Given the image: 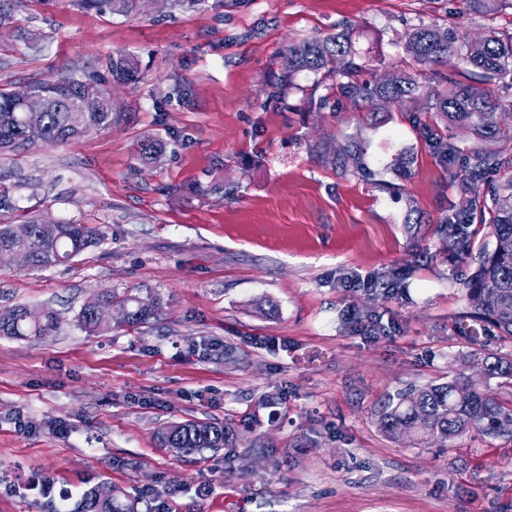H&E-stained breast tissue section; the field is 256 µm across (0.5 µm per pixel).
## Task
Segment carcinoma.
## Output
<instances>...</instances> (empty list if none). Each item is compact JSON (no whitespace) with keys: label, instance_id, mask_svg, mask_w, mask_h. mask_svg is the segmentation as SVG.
<instances>
[{"label":"carcinoma","instance_id":"carcinoma-1","mask_svg":"<svg viewBox=\"0 0 512 512\" xmlns=\"http://www.w3.org/2000/svg\"><path fill=\"white\" fill-rule=\"evenodd\" d=\"M86 9L108 7L118 15H136L140 0H76ZM403 53L421 66L452 64L467 80L444 77L431 86L405 72H393L378 83L360 82L357 71L369 59L354 51L347 35L308 38L292 43L282 54V76L271 97L283 100L285 91L294 85L301 72H311L327 79L341 76L345 82L330 89L351 103L367 102L372 109L396 107L401 112H431L432 124H424V134L442 166L459 168L464 191L477 197L476 215L489 229L496 246L484 252L476 274L468 284L466 298L469 315L460 319L457 329L469 343H477L489 325L504 336L512 337V151L498 148L501 142L512 143V128L494 120L501 99L491 86L512 90V31L491 29L484 36L469 40L437 24L421 23L405 36ZM112 82L131 84L139 79L136 59L118 54L109 61ZM29 104L37 105L49 97H59L62 105L41 113L45 127V145L73 142L93 133L104 132L119 124L124 116L121 103L112 96L111 87L93 80L67 76L53 85H32ZM79 96L99 100L97 112H78L74 101ZM457 126L472 136L468 145L448 140L443 130ZM23 144V106L14 91L0 89V151H20ZM170 142L155 138L138 146L140 158L154 163L167 152ZM499 172L495 183H484V173ZM28 237L18 239L10 224H0V250L22 249L29 253L30 271L65 263L91 247L99 246L105 235L96 224H73L66 221L30 220ZM114 310V321L103 323L96 313L98 303ZM160 295L153 292L141 297L126 290L93 295L81 307L77 321L91 335L112 331V326L133 327L146 322L160 308ZM15 319L0 324L1 336L38 338L53 335L59 321L52 311L41 321L32 323L27 308H15ZM484 366L483 376L473 379L468 367L475 361ZM512 389V354H489L484 358L470 353L459 358V367L448 380L399 389L387 396L375 411L378 430L388 439L399 442L398 430L412 429L408 445L419 448L436 445L453 448L459 438L477 432L493 437L512 438V401L501 394ZM233 436L230 427L213 422L188 421L168 428L163 441L176 448L203 450L226 448ZM75 512H138L137 502L122 503L117 490L108 483L98 485L76 506Z\"/></svg>","mask_w":512,"mask_h":512}]
</instances>
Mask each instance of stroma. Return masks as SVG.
<instances>
[{
  "label": "stroma",
  "mask_w": 512,
  "mask_h": 512,
  "mask_svg": "<svg viewBox=\"0 0 512 512\" xmlns=\"http://www.w3.org/2000/svg\"><path fill=\"white\" fill-rule=\"evenodd\" d=\"M475 39L512 29V8L462 0H205L135 16L74 0H19L0 31V88L69 74L99 79L120 52L138 83L112 129L0 153V224H97L105 241L41 271L0 267V307L51 310L43 341L0 336V512H72L106 482L175 512H512V440L471 434L456 448L384 437L388 393L447 376L460 353H510L455 322L480 250L468 193L417 124L343 98L309 103L303 72L287 104H266L288 42L346 30L386 78L420 23ZM39 51H32V44ZM190 85L191 102L169 97ZM163 136L160 163L137 148ZM355 141L357 168L322 156ZM393 286L347 284L351 274ZM160 293L154 318L91 336L92 295ZM228 423L234 447L177 454L163 428Z\"/></svg>",
  "instance_id": "1"
}]
</instances>
